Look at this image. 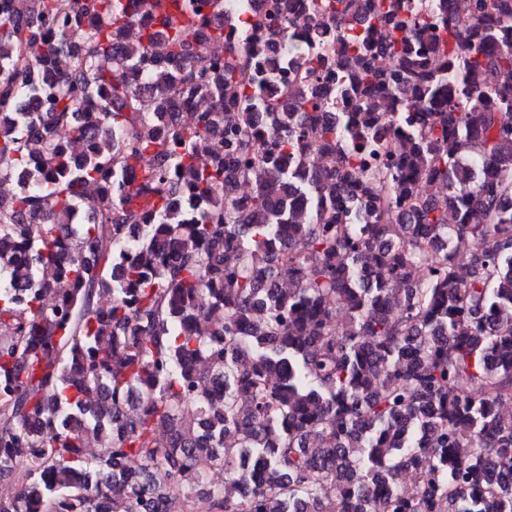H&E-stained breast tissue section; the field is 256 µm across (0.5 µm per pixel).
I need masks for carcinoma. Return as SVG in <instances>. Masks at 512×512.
Returning a JSON list of instances; mask_svg holds the SVG:
<instances>
[{
  "instance_id": "obj_1",
  "label": "carcinoma",
  "mask_w": 512,
  "mask_h": 512,
  "mask_svg": "<svg viewBox=\"0 0 512 512\" xmlns=\"http://www.w3.org/2000/svg\"><path fill=\"white\" fill-rule=\"evenodd\" d=\"M130 2L0 0V512H192L204 457L213 512H512V0H371L339 58L321 0L278 99L195 39L224 0L125 41ZM168 103L169 112H175L181 120H185L189 116L188 112H201L207 108L205 102L192 97L183 86H177L174 89L169 96Z\"/></svg>"
}]
</instances>
